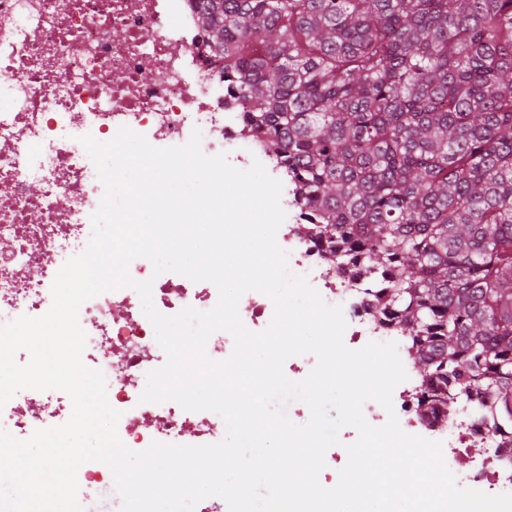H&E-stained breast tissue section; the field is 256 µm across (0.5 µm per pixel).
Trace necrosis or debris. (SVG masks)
Listing matches in <instances>:
<instances>
[{
  "mask_svg": "<svg viewBox=\"0 0 512 512\" xmlns=\"http://www.w3.org/2000/svg\"><path fill=\"white\" fill-rule=\"evenodd\" d=\"M198 2L0 0V316L46 314L56 273L87 245L100 181L80 136L106 142L126 126L165 148L186 143L197 127L206 155L227 153L244 169L270 160L262 141L244 138L240 112L224 104V78L198 26ZM281 206L288 222L279 227L277 243L293 273L307 276L328 304L341 306L345 345L396 340L360 284L349 282L307 234L293 188L283 187ZM130 273L152 280L153 304L165 315L188 306L207 311L218 301L211 282L154 275L145 258L134 259ZM79 321L87 335L83 361L103 372L108 401L122 413L119 437L129 449L219 442L218 414L141 401L142 378L166 355L138 293L124 288L93 297L81 305ZM418 396L415 377L399 384L392 395L396 415L416 416ZM72 411L64 391L24 389L0 408V429L25 439L64 424ZM414 432L441 441L453 457L486 450L487 462L470 469L461 486L512 492V456L499 451L473 404L453 405L434 424L417 418Z\"/></svg>",
  "mask_w": 512,
  "mask_h": 512,
  "instance_id": "4bbe7bcc",
  "label": "necrosis or debris"
}]
</instances>
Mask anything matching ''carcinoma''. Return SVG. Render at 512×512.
Masks as SVG:
<instances>
[{
    "label": "carcinoma",
    "instance_id": "cac0c4a2",
    "mask_svg": "<svg viewBox=\"0 0 512 512\" xmlns=\"http://www.w3.org/2000/svg\"><path fill=\"white\" fill-rule=\"evenodd\" d=\"M243 128L408 338L437 420L512 453V0H203Z\"/></svg>",
    "mask_w": 512,
    "mask_h": 512
}]
</instances>
